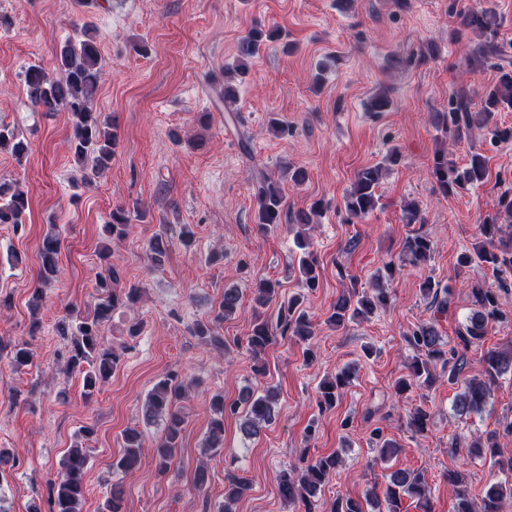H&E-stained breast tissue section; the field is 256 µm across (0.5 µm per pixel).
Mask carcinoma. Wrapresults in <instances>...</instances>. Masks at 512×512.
<instances>
[{
    "label": "carcinoma",
    "mask_w": 512,
    "mask_h": 512,
    "mask_svg": "<svg viewBox=\"0 0 512 512\" xmlns=\"http://www.w3.org/2000/svg\"><path fill=\"white\" fill-rule=\"evenodd\" d=\"M460 25L471 30L480 38L468 55L469 66L473 70L484 68L499 55L495 41L500 21L492 0H484L477 8L460 16ZM274 39L276 31L264 35L253 30L244 36L239 44V64L234 71L244 73L245 60L257 56L264 45V38ZM57 74L51 75L39 64L28 65L23 72V84L34 111L44 114L66 112L72 124L71 150L77 162L81 163L87 175L99 176L110 165L117 145L114 125L94 109V100L100 86L103 72L101 56L95 38L84 31L79 39H69L61 46L56 56ZM498 81L488 87L479 103L475 104L464 91L448 98V111L438 114L439 127L450 132L458 140L469 139L475 130L487 131L501 141L512 139V127H500L494 123L495 114L512 109V71L500 68ZM8 149L17 159L24 158L29 150V141L15 128L0 125V150ZM486 156L473 150L463 166L448 158V152L435 153L431 176L439 191L444 195L468 190L482 183L487 176ZM382 178V167L369 166L355 176L350 190L345 196V208L353 218L368 216L377 206L376 190ZM256 224L264 231L274 224H296L308 226L324 210L321 200L314 202L307 210L292 212L285 208L284 197L278 182L262 173L255 183ZM28 209V198L19 184L0 182V224H10L14 230L22 228L23 217ZM130 224V212L123 207L112 210L106 231L115 240L124 238ZM170 241L163 234L156 235L149 244L151 261L157 267L164 266L169 254ZM61 251V238L55 229L43 236L39 248L40 263L36 285L32 289L29 306L37 311L42 303L44 287L57 278L58 257ZM404 253L413 266L426 264L433 253V243L426 236L417 235L404 243ZM98 259L105 273L98 278V296L93 308L85 313L71 312L58 320L56 331L65 341L66 367L69 371L83 374L86 394H92L106 382L115 371L120 355L104 346L101 336L102 325L112 318V313L122 307H132L140 299V288L131 286L119 288L118 272L112 265V250L108 247L98 252ZM481 264L495 275L512 272V191L500 194L495 212L484 218L478 228V236L471 249L460 257V264ZM315 260L301 257L299 272L305 277L306 286L316 288L318 275L315 273ZM425 296L433 298L439 311L448 309L451 293L438 297V290L431 278L420 284ZM279 297V284L271 280H261L256 288L255 303L264 307ZM469 299L472 305L462 331L458 332L459 346H450L430 323H419L404 333V340L415 352L408 366L407 375L400 378L396 389L404 394L415 386H427L435 380L436 370H448L453 377L461 370L463 351L480 342L489 329L505 319L499 308L496 291L483 280L470 284ZM390 301L386 288H374L371 292H351L340 296L332 307L327 322L337 327L356 318L365 317ZM242 306L237 289H224L220 311L214 321L198 323L191 334L205 341L224 344V337L217 335V323L237 314ZM291 334L301 341L313 336V325L308 313L301 308L297 297L280 302L276 317L264 318L255 315L252 329L246 338V346L253 358H258L271 345L276 337ZM512 370V356L489 351L484 356V370L479 378L466 382L464 391L457 394L454 410L459 414L479 412L491 394V386L503 374ZM351 383V371L342 370L334 377L320 384L318 407L332 409L341 392ZM187 384L177 372H171L160 379L148 393L143 408V418L151 423L160 418L164 421L163 435L154 447L156 465L160 471L170 467L181 447L185 419L176 406L185 393ZM277 394L268 389L258 395L247 389L238 398L228 403L221 395L211 399L212 418L206 439V447L217 449L224 445V415H241L240 430L247 436L254 435L265 425L273 422L274 405ZM430 415L422 408L416 409L408 421V426L416 433L427 431ZM95 433L92 426H84L76 436L61 460V472L48 485L49 512H82L85 498V475L89 463L87 442ZM124 453L116 462V468L123 473L135 471L145 449L142 431L129 428L123 433ZM471 455L489 458L491 466L500 472L512 474V453L501 451L499 433H485V441L476 442L471 447ZM342 464L339 453H330L315 459L302 457L290 469L282 472L279 481L281 496L299 507V512H400L403 497L417 499L424 512H431L429 490L424 477L419 472L397 470L392 472L385 485L383 496L370 492L364 498L338 496L325 502L322 492L329 475ZM448 481L460 487L454 512H504L505 504L512 503V483L493 482L487 488L479 509L472 508L471 502L462 488V479L456 472L448 473ZM250 489L247 478L230 472L224 480V501L218 512H233L235 503Z\"/></svg>",
    "instance_id": "1"
}]
</instances>
